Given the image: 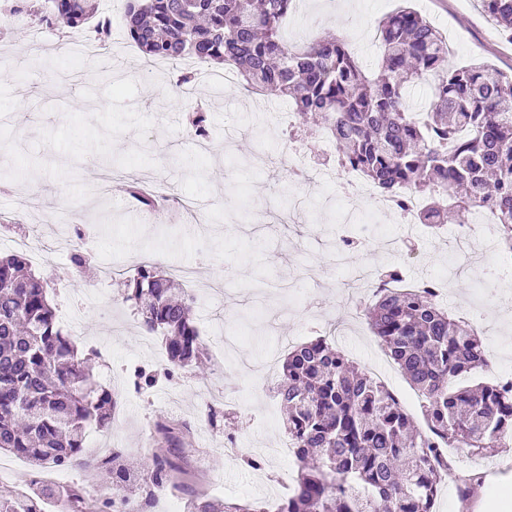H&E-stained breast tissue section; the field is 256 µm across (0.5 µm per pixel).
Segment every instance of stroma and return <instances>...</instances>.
Wrapping results in <instances>:
<instances>
[{
    "label": "stroma",
    "instance_id": "1",
    "mask_svg": "<svg viewBox=\"0 0 512 512\" xmlns=\"http://www.w3.org/2000/svg\"><path fill=\"white\" fill-rule=\"evenodd\" d=\"M402 0H299L284 25L289 42L303 45L340 34L347 38L360 64L379 68L375 32L380 21ZM413 8L448 38L449 60L457 66L484 62L512 72V43L490 38L491 22L479 0H413ZM82 28L49 30L44 50H28L29 29H0V147L8 163L24 170L12 184L0 181V214L13 212L25 187H34L49 211L69 214L61 228L20 221L16 229L52 246L56 232L83 234L90 255L75 279L58 285L55 265L33 270L51 286L58 316H73L83 325L77 338L80 353L91 354L92 374L110 387L117 405L106 427L90 426L84 437L88 457L121 448L130 471L145 475L155 459L169 457L178 468L173 491L154 492L150 512H167L169 500L195 496L275 505L291 493L296 476L293 451L278 453L288 435L281 402L269 416L260 408L270 402L260 386L265 357L284 358L289 346L327 334L342 322L333 345L359 367L385 369L395 394L419 414L421 398L385 353L356 305L346 295L358 269L379 272L402 265L412 281L443 273L449 264L459 271L444 292L443 304L461 315L483 312L475 328L491 363L476 373L494 382L512 374V292L485 287L479 266L465 258L427 246L409 257L399 243L408 235L427 236L425 225L407 227L398 217H381L382 231L368 249L337 263L330 247V221L319 201L341 173L335 146L310 136V126L297 122L293 133L275 130L283 99H260L239 84L215 86L207 74L194 83V102L208 108L209 139L200 149L187 137L192 104L173 88L168 65L155 75L137 67L140 55L126 40L110 36L104 48L111 66L97 56L58 55L59 42L84 40ZM291 144L320 177L307 184L288 179L285 166L255 171L248 159L261 151L278 160ZM110 179L106 197L92 186ZM165 179L176 196L195 199L194 218L185 220L174 207L144 213L126 202L131 182ZM120 261L125 275L149 261L168 267L200 262L197 281L180 285L195 297L193 317L203 341L198 366L158 378L154 386L134 388V369L152 371L166 365L162 338L147 334L134 309L117 304L118 286L107 280L106 264ZM231 268L235 278L218 272ZM328 335V334H327ZM165 423L173 431L165 439L155 429ZM262 461L252 469L231 460L225 434ZM454 479L445 481L436 512H488L505 488L512 489V440L481 458L453 453ZM476 475L467 499H460L458 478ZM55 512H66V492L81 489L87 504L112 494L104 469H71L66 482L46 475Z\"/></svg>",
    "mask_w": 512,
    "mask_h": 512
}]
</instances>
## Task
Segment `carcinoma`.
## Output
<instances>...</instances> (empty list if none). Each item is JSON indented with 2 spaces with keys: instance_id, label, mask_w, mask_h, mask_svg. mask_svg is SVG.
<instances>
[{
  "instance_id": "carcinoma-1",
  "label": "carcinoma",
  "mask_w": 512,
  "mask_h": 512,
  "mask_svg": "<svg viewBox=\"0 0 512 512\" xmlns=\"http://www.w3.org/2000/svg\"><path fill=\"white\" fill-rule=\"evenodd\" d=\"M38 26L80 28L95 18L89 0H45ZM512 37V0H481ZM297 0H126L122 27L150 60L194 59L235 66L247 90L291 102L337 148L336 162L358 170L380 192L421 200L419 223L496 219L512 249V74L484 63L454 66L448 41L416 10L379 24L381 70L369 75L343 36L297 47L283 24ZM427 86V106L410 107ZM48 283L16 251L0 257V451L25 459L30 481L48 467L105 466L126 494L124 449L83 455L84 431L103 427L115 394L92 380L61 327ZM118 300L131 303L149 334L162 336L168 373L197 363L203 350L194 297L150 263L136 268ZM382 346L425 398L428 432L393 392L320 336L294 347L281 365L276 396L287 410L298 462L292 495L276 512H435L448 477V449L483 456L512 434V385H455L489 365L474 326L439 305L427 289L383 288L363 309ZM176 463L154 461L146 489ZM187 512H270L263 501H188Z\"/></svg>"
}]
</instances>
